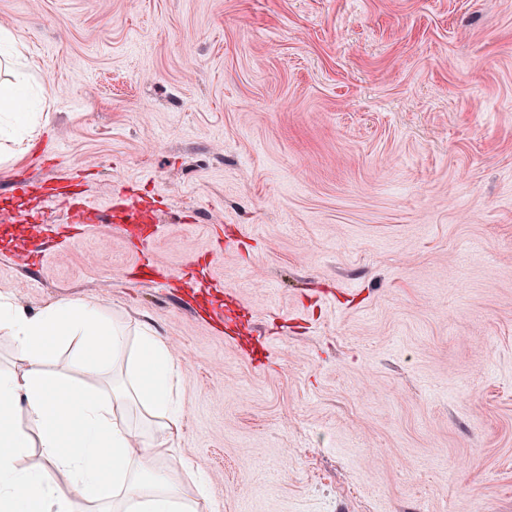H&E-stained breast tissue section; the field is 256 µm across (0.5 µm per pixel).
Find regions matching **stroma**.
<instances>
[{"mask_svg":"<svg viewBox=\"0 0 512 512\" xmlns=\"http://www.w3.org/2000/svg\"><path fill=\"white\" fill-rule=\"evenodd\" d=\"M1 27L47 104L0 163V294L157 331L201 512H512V0H0ZM71 177L100 224L11 188Z\"/></svg>","mask_w":512,"mask_h":512,"instance_id":"35a3bbf8","label":"stroma"}]
</instances>
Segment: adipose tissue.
<instances>
[{"mask_svg":"<svg viewBox=\"0 0 512 512\" xmlns=\"http://www.w3.org/2000/svg\"><path fill=\"white\" fill-rule=\"evenodd\" d=\"M12 33L0 29V66L15 79L0 86V136L13 157L30 149L35 92ZM0 338L18 356L0 368V512H89V504L120 499L122 512H197L184 493L191 462L179 455L182 408L179 364L149 325L130 328L96 302L72 297L31 311L0 294ZM72 349L70 373L54 369ZM137 401L148 429L129 423ZM40 448L38 469L24 467Z\"/></svg>","mask_w":512,"mask_h":512,"instance_id":"1","label":"adipose tissue"}]
</instances>
